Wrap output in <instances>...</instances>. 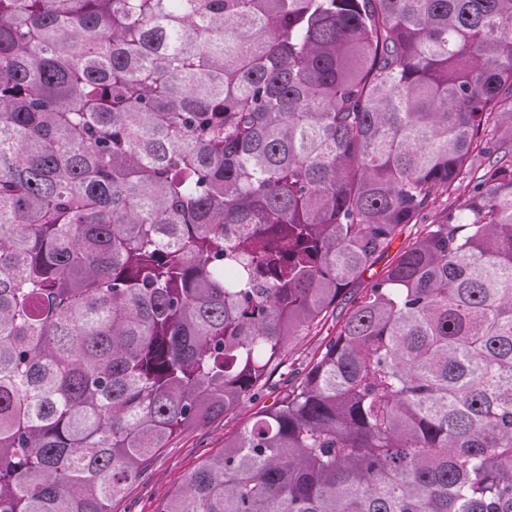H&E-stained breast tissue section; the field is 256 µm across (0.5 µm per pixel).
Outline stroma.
Returning a JSON list of instances; mask_svg holds the SVG:
<instances>
[{"mask_svg": "<svg viewBox=\"0 0 512 512\" xmlns=\"http://www.w3.org/2000/svg\"><path fill=\"white\" fill-rule=\"evenodd\" d=\"M350 299L331 307L316 330L292 342L282 364L270 375L264 388L242 408L187 429L172 439L153 459L127 493L113 501L112 512H157L163 502L183 484L186 475L205 456L219 452L225 437L237 433L261 409L272 406L321 354L336 335Z\"/></svg>", "mask_w": 512, "mask_h": 512, "instance_id": "35a3bbf8", "label": "stroma"}]
</instances>
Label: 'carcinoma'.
<instances>
[{
	"mask_svg": "<svg viewBox=\"0 0 512 512\" xmlns=\"http://www.w3.org/2000/svg\"><path fill=\"white\" fill-rule=\"evenodd\" d=\"M463 183L158 512H512V0H0V512H112Z\"/></svg>",
	"mask_w": 512,
	"mask_h": 512,
	"instance_id": "cac0c4a2",
	"label": "carcinoma"
}]
</instances>
